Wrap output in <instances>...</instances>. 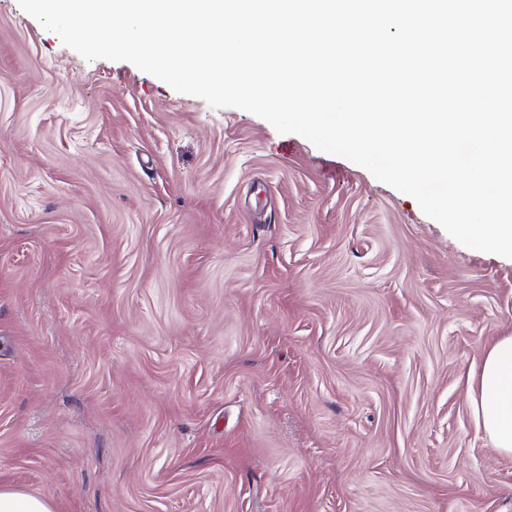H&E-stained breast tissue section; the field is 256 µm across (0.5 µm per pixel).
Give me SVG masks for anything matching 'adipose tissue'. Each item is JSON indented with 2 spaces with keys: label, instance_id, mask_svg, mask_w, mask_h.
<instances>
[{
  "label": "adipose tissue",
  "instance_id": "1",
  "mask_svg": "<svg viewBox=\"0 0 512 512\" xmlns=\"http://www.w3.org/2000/svg\"><path fill=\"white\" fill-rule=\"evenodd\" d=\"M471 402L477 426L494 450L512 457V335L499 337L485 350Z\"/></svg>",
  "mask_w": 512,
  "mask_h": 512
}]
</instances>
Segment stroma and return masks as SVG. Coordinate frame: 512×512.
I'll list each match as a JSON object with an SVG mask.
<instances>
[{"mask_svg": "<svg viewBox=\"0 0 512 512\" xmlns=\"http://www.w3.org/2000/svg\"><path fill=\"white\" fill-rule=\"evenodd\" d=\"M512 259L0 0V485L53 512H512ZM471 402L477 426L493 449L512 457V335L499 337L485 350Z\"/></svg>", "mask_w": 512, "mask_h": 512, "instance_id": "stroma-1", "label": "stroma"}]
</instances>
